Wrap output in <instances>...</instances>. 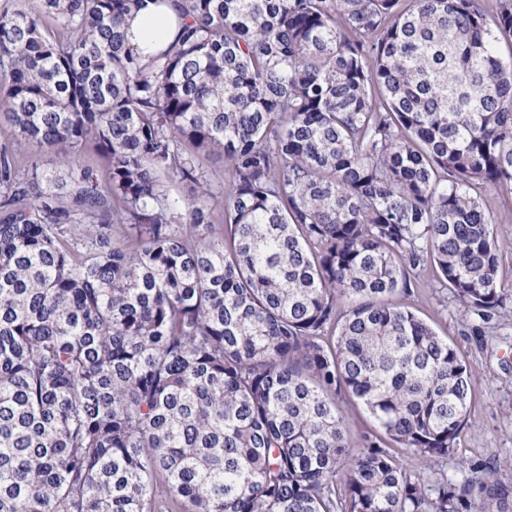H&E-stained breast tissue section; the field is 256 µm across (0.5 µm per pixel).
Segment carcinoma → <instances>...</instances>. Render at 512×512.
I'll use <instances>...</instances> for the list:
<instances>
[{"label": "carcinoma", "mask_w": 512, "mask_h": 512, "mask_svg": "<svg viewBox=\"0 0 512 512\" xmlns=\"http://www.w3.org/2000/svg\"><path fill=\"white\" fill-rule=\"evenodd\" d=\"M143 2L0 0V512H470L390 443L471 403L411 274L503 307L512 0ZM175 24L176 16L171 9L150 5L127 21L125 39L127 44L145 54L154 53L164 48L165 36L174 30ZM16 145L18 150L23 154L36 157L43 165L44 169L52 172L53 174H59V171H61L58 157L53 149L46 145L39 146L32 141L24 139H20ZM349 430L352 437L357 438L367 430L373 428V420L368 413L356 400H352L348 405L344 406Z\"/></svg>", "instance_id": "cac0c4a2"}]
</instances>
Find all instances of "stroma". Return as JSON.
I'll return each instance as SVG.
<instances>
[{"label": "stroma", "instance_id": "35a3bbf8", "mask_svg": "<svg viewBox=\"0 0 512 512\" xmlns=\"http://www.w3.org/2000/svg\"><path fill=\"white\" fill-rule=\"evenodd\" d=\"M496 231L504 307L490 319L467 314L451 291L432 287L430 278L412 282L416 313L471 365L472 396L464 436L447 461L412 456L406 465L415 473L441 469L450 481L470 483L476 507L488 502L489 490L506 491L505 512H512V224Z\"/></svg>", "mask_w": 512, "mask_h": 512}]
</instances>
